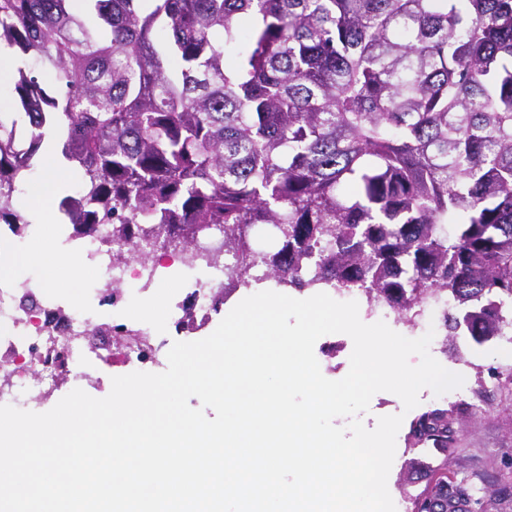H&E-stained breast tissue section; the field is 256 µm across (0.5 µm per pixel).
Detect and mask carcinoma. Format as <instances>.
<instances>
[{"instance_id":"1","label":"carcinoma","mask_w":512,"mask_h":512,"mask_svg":"<svg viewBox=\"0 0 512 512\" xmlns=\"http://www.w3.org/2000/svg\"><path fill=\"white\" fill-rule=\"evenodd\" d=\"M71 2L0 0V43L61 87L18 69L29 148L0 120V183L57 130L86 201L75 213L63 198L69 223L169 252L194 245L165 226L220 224L226 297L251 279L358 288L410 325L442 307L447 341L504 335L512 0H93L94 27ZM256 224L275 249L256 251ZM458 435L454 407L411 422L410 450L435 460L399 477L407 512H490L512 495L455 481Z\"/></svg>"}]
</instances>
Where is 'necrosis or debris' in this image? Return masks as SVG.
Wrapping results in <instances>:
<instances>
[{
	"instance_id": "obj_1",
	"label": "necrosis or debris",
	"mask_w": 512,
	"mask_h": 512,
	"mask_svg": "<svg viewBox=\"0 0 512 512\" xmlns=\"http://www.w3.org/2000/svg\"><path fill=\"white\" fill-rule=\"evenodd\" d=\"M62 245L95 271L104 290L136 283L145 291L161 274L159 252L150 239L126 242L108 224L70 235ZM34 294L31 282L0 281V404L38 403L57 386L61 373L87 378L100 361L85 345L93 319L71 306L21 308V299Z\"/></svg>"
}]
</instances>
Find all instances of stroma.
I'll list each match as a JSON object with an SVG mask.
<instances>
[{
	"mask_svg": "<svg viewBox=\"0 0 512 512\" xmlns=\"http://www.w3.org/2000/svg\"><path fill=\"white\" fill-rule=\"evenodd\" d=\"M223 311H214L199 329L183 331L177 317L156 320L147 317V332L154 343L172 345L173 342H192L209 336L223 319ZM353 350L351 338L343 333L327 334L314 346L315 356L322 374L331 380L342 379L349 371ZM462 357L433 350V357L447 370L463 376L462 387L443 395L424 393L417 406L418 411L456 402L468 388L483 387L486 396L480 410L462 412L459 433V451L451 460L452 469L467 475H477L480 486L512 484V346L494 338L475 345L464 343ZM129 367L112 361H102L93 379L68 378L62 382L56 398L35 404L34 412L43 413L56 404L57 397L79 388L89 395L102 398L111 390V379L129 374Z\"/></svg>",
	"mask_w": 512,
	"mask_h": 512,
	"instance_id": "stroma-1",
	"label": "stroma"
}]
</instances>
